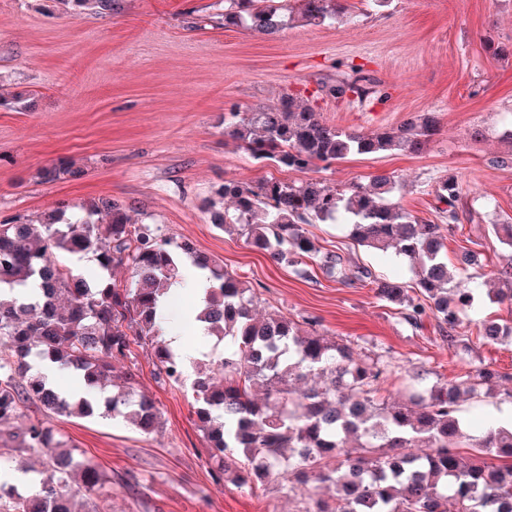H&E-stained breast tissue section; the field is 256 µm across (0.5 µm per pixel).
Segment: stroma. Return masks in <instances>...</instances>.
I'll return each instance as SVG.
<instances>
[{
  "mask_svg": "<svg viewBox=\"0 0 512 512\" xmlns=\"http://www.w3.org/2000/svg\"><path fill=\"white\" fill-rule=\"evenodd\" d=\"M349 3L354 19L346 24H296L265 36L225 27L224 0H115L113 10L98 13L66 10L57 0H0V221L33 219L63 203L119 200L133 221L162 225L240 276L259 314L298 322L312 316L321 332L383 355L391 364L387 400L400 398L401 377L413 369L444 381L475 364L497 372L470 409L482 424L507 404L501 376L512 375V341L479 336L483 320L512 322V303L495 298L494 276L512 251L491 230L512 217V168L492 164L496 131L512 125V56H493L485 46L512 43V0H392L382 9ZM341 62L379 78L390 99L326 96L321 84ZM288 96L341 129L396 128L420 112L434 113L439 129L421 155H351L307 174L255 162L225 136L228 112L271 108ZM477 126L490 137L473 138ZM61 161L82 177L42 182L41 170ZM381 172L400 181L399 205L432 221L440 180L459 181L448 267L456 269L466 249L479 253L480 264L473 307L453 332L431 315L411 327L372 287L341 285L320 272L299 277L240 232L216 228L207 211L231 181L310 177L342 187L368 184ZM307 231L377 277L414 280L407 264L354 246L337 225ZM130 374L161 408L156 432L98 415L52 420L70 447L111 477L105 512H300L308 496H331L325 487L287 495L274 481L250 490L213 481L183 387L158 384L144 351Z\"/></svg>",
  "mask_w": 512,
  "mask_h": 512,
  "instance_id": "1",
  "label": "stroma"
}]
</instances>
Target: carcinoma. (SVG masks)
Segmentation results:
<instances>
[{
    "instance_id": "1",
    "label": "carcinoma",
    "mask_w": 512,
    "mask_h": 512,
    "mask_svg": "<svg viewBox=\"0 0 512 512\" xmlns=\"http://www.w3.org/2000/svg\"><path fill=\"white\" fill-rule=\"evenodd\" d=\"M347 0H224V27L274 35L302 21L344 24ZM351 74L322 83L334 98H388L380 82L348 65ZM437 132L431 112L400 127L356 132L323 121L317 112L284 99L276 108L230 113L225 133L254 160L306 172L329 168L351 154L401 152L418 155ZM65 162L41 172L46 182L78 178ZM394 176L345 188L321 180L298 183L269 178L254 185L226 183L233 213L213 211V224L240 227L248 242L278 262L317 267L339 283H367L417 327L432 313L454 327L472 307L474 294L463 274L448 296L447 235L459 222V183L441 182L440 221L404 210L394 202ZM61 205L39 220L15 217L0 223V432L28 415L18 452L45 456L36 485L19 489L0 476V512H102L108 495L98 468L61 447L50 418L96 412L130 420L142 433L161 419L154 401L121 385L99 399L118 369L136 360L135 348L153 350L154 374L162 384L183 383L181 357L157 337L170 326L165 301L190 263L207 274L196 321L224 339V355L198 372L187 391L203 432L206 462L217 477L240 488L279 479L293 493L310 484L336 488L331 499L309 497L304 512H512V426L485 425L473 435L462 403L477 397L494 373L474 366L451 381L428 385L408 375L404 399L382 395L389 373L380 357L359 345L305 330L274 314L258 319L255 294L236 274L190 243L177 241L156 224H134L124 205L106 197L67 213ZM306 224H342L348 237L378 253L409 262L415 287L379 279L335 250L321 249ZM90 254L98 272L86 277L60 255ZM131 269L130 284L113 279ZM484 339L512 337V326L488 322ZM48 364L79 377L88 392L71 397L32 365ZM311 374L323 384L303 392L292 385ZM469 448V454L460 452ZM81 471L79 489L71 478Z\"/></svg>"
}]
</instances>
